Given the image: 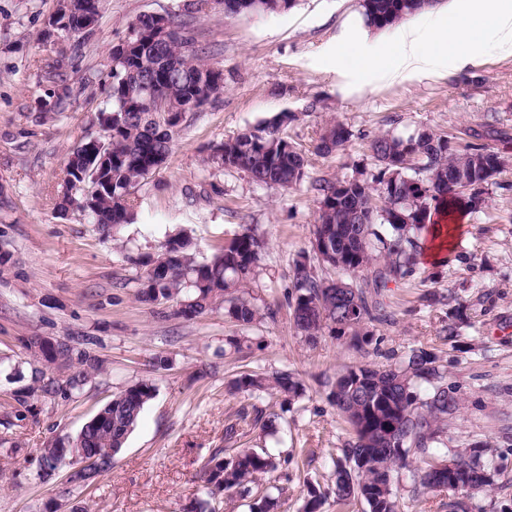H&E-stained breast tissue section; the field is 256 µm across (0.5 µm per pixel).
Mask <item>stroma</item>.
<instances>
[{"instance_id":"35a3bbf8","label":"stroma","mask_w":512,"mask_h":512,"mask_svg":"<svg viewBox=\"0 0 512 512\" xmlns=\"http://www.w3.org/2000/svg\"><path fill=\"white\" fill-rule=\"evenodd\" d=\"M187 2L100 0L99 22L81 38L48 36L58 0H0V250L11 254L0 266V401L27 384L30 337L71 339L103 364L81 394L36 401L25 420L0 423V512H70L75 504L87 512H184L203 492L209 456L230 446L275 455L276 471L251 495L277 485L272 512H302L312 488L323 496L320 512H365L360 503L338 506L333 494L334 462L354 434L325 383L346 367L396 365L415 350L437 357L459 398L443 435L448 450L483 449L494 471L491 492L472 499V512H512V55L490 47L461 71L408 72L348 92L336 38L359 0H296L261 17L228 18L215 6L193 21L195 48L223 68L224 93L186 113L169 157L133 196L134 223L105 235L84 213L57 207L66 156L101 133L111 51L130 24L142 14L183 12ZM282 112L294 116L284 136L306 158L300 184L265 187L207 163L212 145ZM337 120L349 140L317 153ZM419 129L504 158L487 206L467 216L444 262L420 261L412 276L382 288L385 317L367 324L360 345L329 335L308 343L293 329L289 302L293 264L311 249L317 184L356 169L377 173L372 140ZM245 225L268 243L248 286L266 317L242 327L218 303L188 320L177 302L138 299L132 256L155 254L182 230L206 257ZM230 336L251 345L225 347ZM159 357L167 367L156 365ZM282 370L304 386L288 408L272 391L229 389L240 372ZM141 380L153 381L155 396L111 469L81 488L63 470L43 476L41 449L75 437L101 404ZM258 412L272 418V434L252 425ZM231 423L239 434L228 441ZM394 492L399 512H448L452 498L414 485L405 470Z\"/></svg>"}]
</instances>
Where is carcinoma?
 <instances>
[{"label": "carcinoma", "mask_w": 512, "mask_h": 512, "mask_svg": "<svg viewBox=\"0 0 512 512\" xmlns=\"http://www.w3.org/2000/svg\"><path fill=\"white\" fill-rule=\"evenodd\" d=\"M224 17L254 16L290 9L295 0H218ZM361 14L367 27L388 29L422 13L420 0H361ZM207 63L180 44L158 45L150 35L137 34L124 50H112V87L109 107L112 135L104 138L103 161L88 166L77 162L65 165L63 190L75 188L82 200L87 189L101 191L87 205H78L102 231H117L134 222L133 195L142 181L165 162L179 127L169 123L163 112H150L129 105L130 95H145L142 87L123 80L132 70L151 76L173 106L191 103L201 107L224 92V86L202 82ZM294 116L282 112L235 137L219 143L221 166L247 173L253 181L269 187H290L304 177L305 159L298 151L285 152L288 139L282 127ZM379 171L371 179L344 175L319 185L320 206L313 236L323 240L325 249L315 254L318 263L336 273L364 269L377 258L384 264L374 271L372 287L379 289L391 279L411 275L418 264L420 246L413 233L436 225L444 212L473 214L487 203L486 191L491 172L499 169L498 153L474 144L460 151L451 138L430 130L403 135L384 133L371 143ZM398 172L417 180V184L397 192L385 186V175ZM344 186L338 193L337 186ZM378 194L380 207H371ZM266 246L252 227L234 234L228 242L214 248L210 258L197 260V245L184 231L166 237L155 256H140L142 267L140 297L151 303L179 299L178 314L188 320L200 317L222 301L228 314L242 325L252 324L257 308L239 290L257 273ZM358 301L360 315L353 323L345 321L348 296ZM383 317L381 302L368 296L362 286L347 291L336 288L335 280L318 277L309 257L302 254L293 268V327L308 342H316L324 332L333 336L348 333ZM27 349L42 363L32 372L33 384L25 387L18 405H0L8 421L26 418L22 408L35 397H69L83 390L100 373L97 358L75 343L66 342L62 350L44 349L40 338L28 339ZM441 378L437 359L424 350L412 352L398 366H350L330 385L328 399L351 425L355 440L336 461L334 496L336 504L365 503L369 512H397L393 490L394 474L408 466L413 451L439 448L429 455L427 468L412 471V478L426 489L448 485V475L429 472L448 460V449L441 436L442 425L458 410L459 401L448 395V386L438 383L426 394L415 390V382ZM237 392L256 393L275 390L285 399L302 392V384L286 371L266 375L243 373L232 382ZM155 386L140 381L127 386L98 409L73 438L74 447L94 462L68 478L80 487L89 485L112 467L110 459L98 455L103 448H124ZM399 426L402 442L391 445L384 439L385 429ZM477 448L458 452L455 459L478 481L477 492L492 485L486 464ZM40 469L50 476L61 468L54 453L45 448ZM276 469L271 454L263 450L242 449L226 459L214 453L205 465L207 492L190 504V512H216L213 503L221 493L249 494L250 485Z\"/></svg>", "instance_id": "carcinoma-1"}]
</instances>
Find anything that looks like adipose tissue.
<instances>
[{
  "mask_svg": "<svg viewBox=\"0 0 512 512\" xmlns=\"http://www.w3.org/2000/svg\"><path fill=\"white\" fill-rule=\"evenodd\" d=\"M490 45L512 54V0H459L455 10L426 17L423 25L401 26L390 45L373 39L356 15L337 38L336 53H351L359 73L394 79L411 70L463 69Z\"/></svg>",
  "mask_w": 512,
  "mask_h": 512,
  "instance_id": "adipose-tissue-1",
  "label": "adipose tissue"
}]
</instances>
